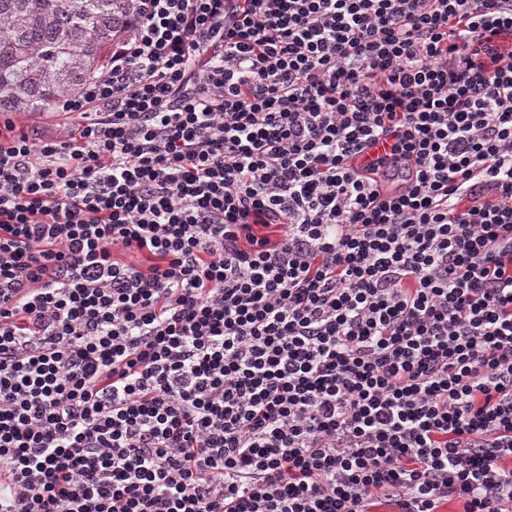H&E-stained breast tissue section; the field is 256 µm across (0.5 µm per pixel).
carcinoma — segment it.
<instances>
[{"instance_id":"cac0c4a2","label":"carcinoma","mask_w":512,"mask_h":512,"mask_svg":"<svg viewBox=\"0 0 512 512\" xmlns=\"http://www.w3.org/2000/svg\"><path fill=\"white\" fill-rule=\"evenodd\" d=\"M130 0H0V111L46 112L109 62Z\"/></svg>"}]
</instances>
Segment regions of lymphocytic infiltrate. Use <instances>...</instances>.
I'll return each mask as SVG.
<instances>
[{"mask_svg":"<svg viewBox=\"0 0 512 512\" xmlns=\"http://www.w3.org/2000/svg\"><path fill=\"white\" fill-rule=\"evenodd\" d=\"M57 110L0 120V512H512V0H135Z\"/></svg>","mask_w":512,"mask_h":512,"instance_id":"obj_1","label":"lymphocytic infiltrate"}]
</instances>
